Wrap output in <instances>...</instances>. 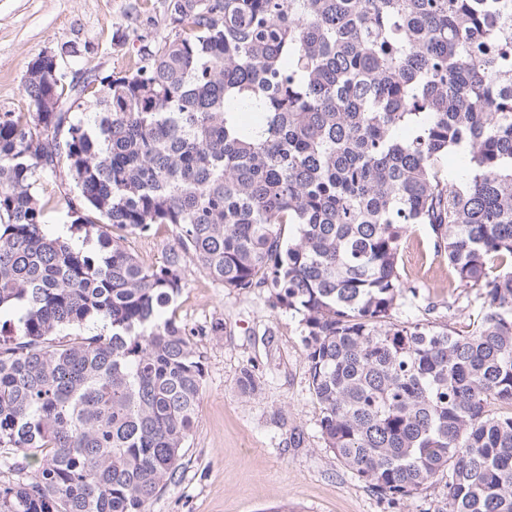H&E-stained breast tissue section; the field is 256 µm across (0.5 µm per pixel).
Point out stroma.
<instances>
[{
	"instance_id": "obj_1",
	"label": "stroma",
	"mask_w": 512,
	"mask_h": 512,
	"mask_svg": "<svg viewBox=\"0 0 512 512\" xmlns=\"http://www.w3.org/2000/svg\"><path fill=\"white\" fill-rule=\"evenodd\" d=\"M166 9L167 0H0V113L28 111L26 71L45 52L57 55L69 82L123 75L141 45L163 41ZM35 192L49 230L66 231V201L78 194L71 176L42 171ZM176 243V229L163 224L124 246L158 266ZM400 267L418 290L404 299L401 319L463 330L479 312L481 297L452 282L426 226L403 240ZM183 282L177 319L204 364V392L182 466L146 512H273L283 504L289 512H444V479L392 511L326 448L299 317L276 306L270 288H225L191 259ZM215 322L222 332H211ZM246 367L259 384L250 396L239 387Z\"/></svg>"
}]
</instances>
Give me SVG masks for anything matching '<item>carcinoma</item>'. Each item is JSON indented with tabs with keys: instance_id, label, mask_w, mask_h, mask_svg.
Returning a JSON list of instances; mask_svg holds the SVG:
<instances>
[{
	"instance_id": "cac0c4a2",
	"label": "carcinoma",
	"mask_w": 512,
	"mask_h": 512,
	"mask_svg": "<svg viewBox=\"0 0 512 512\" xmlns=\"http://www.w3.org/2000/svg\"><path fill=\"white\" fill-rule=\"evenodd\" d=\"M168 14L130 74L92 91L41 55L32 111L0 116V512H145L175 478L205 376L189 255L301 316L325 445L390 506L446 474L448 512H512V0ZM70 97L84 117L50 111ZM60 166L95 250L46 228L34 185ZM161 224L163 265L122 246ZM414 224L483 295L462 332L396 318Z\"/></svg>"
}]
</instances>
